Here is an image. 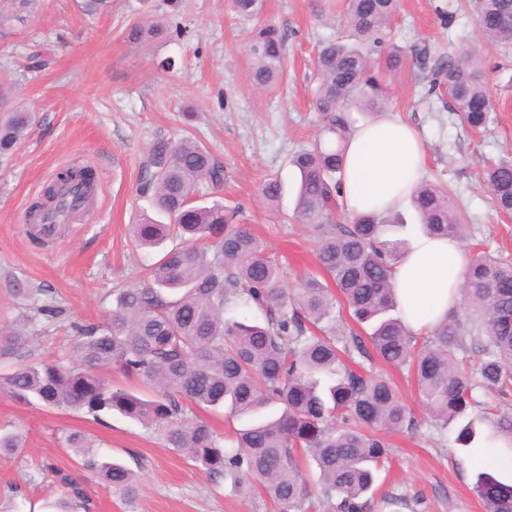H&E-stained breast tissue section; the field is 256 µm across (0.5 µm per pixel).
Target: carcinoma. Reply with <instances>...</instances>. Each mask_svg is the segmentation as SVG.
I'll list each match as a JSON object with an SVG mask.
<instances>
[{
	"instance_id": "obj_1",
	"label": "carcinoma",
	"mask_w": 512,
	"mask_h": 512,
	"mask_svg": "<svg viewBox=\"0 0 512 512\" xmlns=\"http://www.w3.org/2000/svg\"><path fill=\"white\" fill-rule=\"evenodd\" d=\"M40 0H6L0 30L36 18ZM243 18L258 16L264 0H228ZM399 0H347V39L320 47L312 79L321 137L291 164L299 174L294 218L317 242L320 272L291 290L280 266L258 237L237 223L239 212L215 201L198 205L203 186L224 184V164L197 139H159L148 152L142 190L152 194L159 218L131 225L133 241L163 250L142 287L124 288L104 321L74 326L64 359L23 362L0 376V391L12 399L36 400L49 408L83 410L94 418L119 412L157 432L164 447L185 454L203 471L224 478L241 494L269 501L277 512H371L378 473L389 456L386 436L414 426L410 409L387 380L364 374L348 362L377 358L408 367L422 406L436 426L460 420L454 443L482 455L489 440L512 453V407L481 413L474 392L512 393V262L478 252L470 257L462 298L423 342L402 320L392 282L403 240L385 235L406 228L400 214L357 215L346 225L338 210L344 167L342 143L353 127L351 109H381L386 91L371 70L366 46L381 43ZM479 31L492 44L512 46V0H475ZM160 23L136 24L128 38L161 36ZM285 34L266 25L251 32L249 75L264 89L282 78ZM427 95L448 97L474 131L492 121L494 106L472 50L441 54L415 51ZM0 157L9 156L30 133L36 113L9 102L0 82ZM484 180L498 211L512 213V157L484 167ZM96 174L85 164L62 168L28 208L37 223L51 216L69 220L97 191ZM283 193L265 180L267 201ZM422 230L459 239L465 225L448 191L422 183L412 196ZM350 315L368 325L364 336L336 327V295ZM258 315L240 319L238 308ZM466 354L458 359L456 351ZM117 368L155 390L142 398L102 376ZM226 411L245 421L233 430L234 444L186 406ZM280 406L279 414L267 410ZM23 438L0 433V460L22 452ZM318 470L319 494L306 492L298 460ZM103 480L132 496L137 475L124 464L98 463ZM473 491L484 512H512V482L479 470Z\"/></svg>"
}]
</instances>
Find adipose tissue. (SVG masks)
Returning a JSON list of instances; mask_svg holds the SVG:
<instances>
[{"instance_id":"ef3b65f1","label":"adipose tissue","mask_w":512,"mask_h":512,"mask_svg":"<svg viewBox=\"0 0 512 512\" xmlns=\"http://www.w3.org/2000/svg\"><path fill=\"white\" fill-rule=\"evenodd\" d=\"M342 203L352 215L383 216L409 202L425 164V146L397 113L355 126L344 144ZM467 254L455 239L416 232L401 252L393 282L407 327L430 332L459 302Z\"/></svg>"}]
</instances>
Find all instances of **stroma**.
<instances>
[{
	"mask_svg": "<svg viewBox=\"0 0 512 512\" xmlns=\"http://www.w3.org/2000/svg\"><path fill=\"white\" fill-rule=\"evenodd\" d=\"M343 2L265 0L261 14L247 20L231 13L227 0H112L110 11L97 14L84 0H41L34 21L0 37V77L16 82L15 102L40 118L13 155L0 158V328L23 323L43 302L64 310L29 327L23 348L0 344L1 374L21 362L67 355L73 324L104 319L119 289L144 285L157 255L136 247L129 226L155 212L141 182L148 150L161 137L193 135L223 161L224 185L206 198L239 209L240 222L279 260L285 286L317 273L316 243L293 218L298 175L290 159L318 133L309 76L320 41L344 29L329 22L341 15ZM447 9L448 0H401L371 63L384 78L386 111L412 124L425 144L423 179L448 185L453 194L467 225L466 253L483 250L512 261V215L497 212L482 179L484 164L512 154V48L484 43L470 6L457 8L451 26L444 22ZM147 15L164 18L170 35L129 42L128 28ZM262 25L286 33V71L279 84L257 92L248 38ZM423 44L445 53L465 44L479 48L496 107L485 131L428 106L411 54ZM395 48L402 62L391 68ZM37 53L51 65L27 70ZM168 59L174 68H164ZM190 111L197 118L187 126L182 115ZM76 162L98 173L95 203L51 239H37L35 226L22 224L23 213L52 174ZM272 177L283 194L260 203L258 191ZM370 368L394 383L418 421L387 437L390 457L374 512H404L387 504L393 494L415 499L414 512H483L472 492L479 464L455 444L454 427L427 421L408 371L377 360ZM0 429L26 441L19 457L0 461V512H50L49 503L65 493L63 474L80 482L92 512H275L116 412L96 420L0 393ZM77 431L87 438L85 450L66 442ZM104 459L138 475L133 497L120 496L91 469Z\"/></svg>",
	"mask_w": 512,
	"mask_h": 512,
	"instance_id": "stroma-1",
	"label": "stroma"
}]
</instances>
